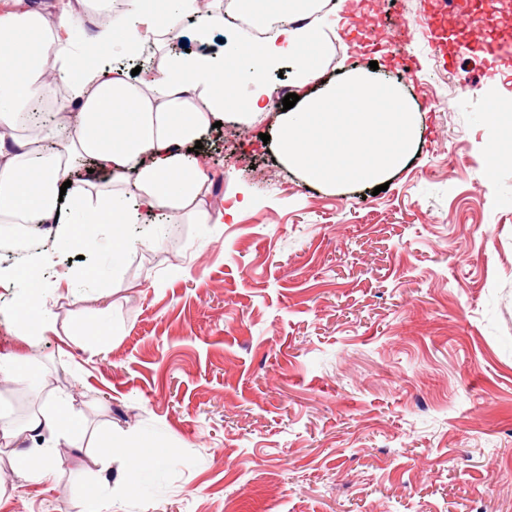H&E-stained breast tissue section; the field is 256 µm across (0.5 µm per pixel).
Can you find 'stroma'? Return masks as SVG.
I'll list each match as a JSON object with an SVG mask.
<instances>
[{
    "label": "stroma",
    "instance_id": "35a3bbf8",
    "mask_svg": "<svg viewBox=\"0 0 512 512\" xmlns=\"http://www.w3.org/2000/svg\"><path fill=\"white\" fill-rule=\"evenodd\" d=\"M434 7L345 0L375 45L348 27L332 38L325 81L372 72L416 113L415 153L386 191L306 184L261 140L279 124L270 108L202 142L213 205L248 201L236 217L178 225L172 242L166 215H140L129 235L156 242L115 266L103 231L94 252L57 254L43 269L56 329L33 340L0 287V353L41 368L0 410L62 396L84 418L53 442L54 479L0 480V512H83L90 485L112 512H512V160L491 162L483 120L512 97V57L419 31L405 74L384 36ZM102 260L100 284L65 280ZM103 308L121 335L76 344ZM107 434L181 456L131 494L128 462L96 458Z\"/></svg>",
    "mask_w": 512,
    "mask_h": 512
}]
</instances>
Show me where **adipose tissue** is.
<instances>
[{"label": "adipose tissue", "instance_id": "obj_1", "mask_svg": "<svg viewBox=\"0 0 512 512\" xmlns=\"http://www.w3.org/2000/svg\"><path fill=\"white\" fill-rule=\"evenodd\" d=\"M169 22L148 11L145 0H0V229L38 232L51 225L54 244L66 248L88 231L111 227L113 256L137 244L125 232L132 210L164 212L171 223L220 224L241 207H213L202 159L187 147L215 122L248 125L269 108L275 90L265 80L282 59L293 63L295 106L280 117L275 149L305 182L336 187L381 184L402 170L417 142L416 115L389 84L363 71L342 83L322 84L341 15L326 17L324 0H165ZM268 30L263 42L212 48L226 12ZM195 18V50L168 57L160 76L132 78L103 64L109 51L137 57L181 38L178 18ZM97 51L73 72L71 57ZM54 82L67 93V109L52 121L21 127L27 106ZM95 171L78 177L80 160ZM24 283L13 314L23 336L54 330L56 316L41 300V284L22 270L0 271V284ZM82 417L62 398L24 424L0 421V439L11 445L12 469L25 480L52 479L53 448L44 434H70Z\"/></svg>", "mask_w": 512, "mask_h": 512}]
</instances>
